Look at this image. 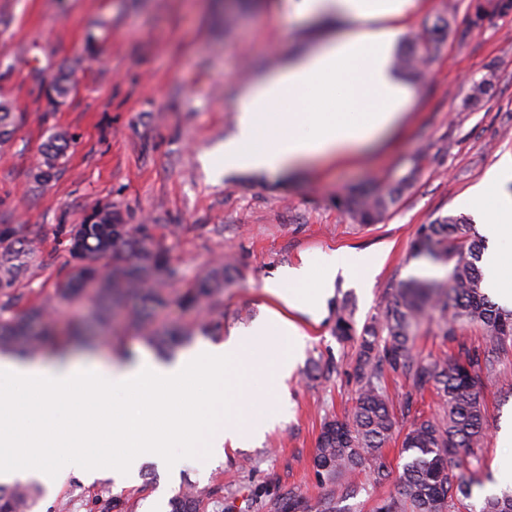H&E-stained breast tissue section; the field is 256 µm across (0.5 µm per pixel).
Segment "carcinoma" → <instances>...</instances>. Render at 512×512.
<instances>
[{"label":"carcinoma","mask_w":512,"mask_h":512,"mask_svg":"<svg viewBox=\"0 0 512 512\" xmlns=\"http://www.w3.org/2000/svg\"><path fill=\"white\" fill-rule=\"evenodd\" d=\"M512 12V0H475L471 24ZM453 5L448 14L435 17L425 33L408 39L398 51L395 66L413 81L422 75L423 56L440 50L451 29ZM496 75L490 71L472 82L468 101L477 105L489 97ZM53 102H64L74 90L73 74L61 70L49 83ZM13 104L0 99V139L13 133ZM70 146L63 133L51 135L42 146L33 181L42 186L59 170ZM409 174L386 187L348 189L339 205L357 224H377L392 210L410 187ZM57 234L68 243L70 267L56 288L57 301L67 303L83 291L98 272L100 262L112 261L106 287L97 290L100 306L97 320L108 315L126 318L145 331L143 339L170 350L191 338L188 329L162 333L147 330L148 320L126 309L130 296L163 306L167 289L155 276L162 273L173 281L177 272L170 266L166 249L154 242L145 224L125 223L121 209L112 204L88 207L82 223L57 224ZM486 240L463 215H448L425 224L411 248L414 258L449 267L448 276L411 278L394 282L385 289L386 312L381 320L372 319L356 327L353 304L345 300L337 307L335 334L340 341L356 344L354 377L357 386L350 418L324 422L313 457L315 476L324 488L323 496L311 502L300 494L288 493L261 503L267 512H341L337 504L354 496L352 475L370 465L374 484L384 485L391 478V467L381 450L393 437L398 421L391 412L383 373L390 370L410 381L404 408L411 410L413 396L432 390L440 400L438 412L419 416L402 440L406 461L398 475L397 495L378 500L373 512H456V505L470 497L473 478L466 477L465 465H473L474 449L487 432L484 402L485 380L496 375L501 354L512 346V310L494 302L485 292L483 273L478 266ZM40 240L17 237L10 224L0 226V354L31 359L47 349L64 358L73 341L83 340L85 332L63 329L41 305L32 304L17 311L21 296L15 293L22 269L35 265ZM230 265L222 264L191 286L179 291L181 304L213 311L223 305V284ZM426 321L436 322L442 335L457 338L464 324L480 327L488 338L481 350L459 344L458 357L426 362L414 353V338ZM232 486L188 485L171 499V512H201V506L214 505L224 512V502L233 498ZM41 489L35 483L0 485V512H35ZM85 512H131L126 502L112 496L107 487L88 497ZM481 512H512V493L485 498Z\"/></svg>","instance_id":"carcinoma-1"}]
</instances>
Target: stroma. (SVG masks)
<instances>
[{
    "instance_id": "35a3bbf8",
    "label": "stroma",
    "mask_w": 512,
    "mask_h": 512,
    "mask_svg": "<svg viewBox=\"0 0 512 512\" xmlns=\"http://www.w3.org/2000/svg\"><path fill=\"white\" fill-rule=\"evenodd\" d=\"M470 6L471 0H419L406 20L412 34L437 15H454L447 41L426 58L424 81L412 85L410 112L384 143L275 176L249 168L223 173L212 161L235 131L241 87L314 49L322 36L317 23L286 14L281 0H0V17L9 21L0 27V50L15 61L0 76V98L22 115L0 146V224L42 241L36 266L18 283L23 304H54L70 260L56 226L62 219L82 223L96 202L119 205L127 223L149 225L178 271L171 292L231 259L220 309L203 316L173 299L150 311L160 330L207 319L215 326L207 337L212 344L228 342L271 305L263 285L285 270L338 252L385 256L367 284L337 279L322 319L292 312L304 333L297 370L280 393L260 384L250 395L280 413L263 442L225 448L220 462L176 448L177 479L147 460L122 487L109 476L87 482L72 469L70 449L60 448L53 458L58 492L45 495L38 512H49L58 493L77 498L102 486L131 497L134 512H171V497L189 483L232 485L234 512H257L251 498L261 487L309 499L321 494L311 464L321 428L350 416L356 394L355 347L334 334L337 300L349 297L361 324L383 316L390 283L445 277L447 267L412 258V240L438 216L463 214L461 199L512 153V14L474 27ZM71 65L78 68L77 89L51 111L49 81ZM490 71L494 92L468 104L471 80ZM57 132L73 139L68 156L57 177L34 189L40 146ZM409 174L412 187L381 223H352L338 204L350 187L382 186ZM91 299L83 293L57 315L61 326L80 325L95 340L91 348L74 345L72 357L108 361L149 351L121 319L112 325L116 344L108 346ZM486 341L481 329L467 325L453 343L427 323L415 350L431 362L457 353L459 344L480 350ZM485 402L490 428L476 451L479 482L461 512H479L489 489L512 490V469L500 463L508 454L501 438L512 430V349L502 355Z\"/></svg>"
}]
</instances>
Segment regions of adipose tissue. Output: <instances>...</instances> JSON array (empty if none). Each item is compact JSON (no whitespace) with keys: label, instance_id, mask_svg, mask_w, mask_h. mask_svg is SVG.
Instances as JSON below:
<instances>
[{"label":"adipose tissue","instance_id":"adipose-tissue-1","mask_svg":"<svg viewBox=\"0 0 512 512\" xmlns=\"http://www.w3.org/2000/svg\"><path fill=\"white\" fill-rule=\"evenodd\" d=\"M416 3L285 0L288 12L324 20L333 33L246 89L219 165L285 173L380 144L413 101L392 57L401 22ZM461 205L497 234L512 236V154L500 158ZM383 262L380 253L344 252L316 267L288 269L264 285L282 309H267L232 343L200 344L169 362L147 353L117 365L0 358V483L34 479L55 488L57 448L73 449L71 464L87 477L108 469L121 479L143 460L170 461L173 448L200 443L217 459L225 447L260 440L276 412L241 401L257 376L279 388L297 367L301 330L285 309L321 318L337 276L368 282Z\"/></svg>","mask_w":512,"mask_h":512}]
</instances>
